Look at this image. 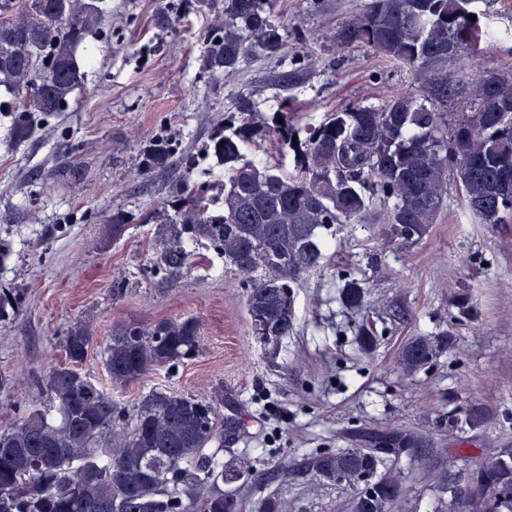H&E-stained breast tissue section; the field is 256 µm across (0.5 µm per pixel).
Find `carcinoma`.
<instances>
[{
	"label": "carcinoma",
	"instance_id": "carcinoma-1",
	"mask_svg": "<svg viewBox=\"0 0 512 512\" xmlns=\"http://www.w3.org/2000/svg\"><path fill=\"white\" fill-rule=\"evenodd\" d=\"M483 2L370 0L338 27L336 43L373 50L407 68L413 82L381 106L350 102L317 124L282 104L255 121L254 102L240 99L201 149L224 166V181L191 180L194 155L169 138L153 141L142 171L166 173L176 183L171 208L151 217L152 268L175 285L189 264V244L209 243L225 266L253 275L247 295L253 335L285 337L294 327V317L285 315L295 312L294 289L324 267L325 233L338 224L358 223L378 205L388 240L411 246L436 223L450 189L471 223L512 224V187L495 192L501 174L512 179V112L492 106L495 95L512 94V73L468 71L470 58L495 47L481 42ZM267 4L224 0V24L204 34L203 68L211 78L234 74L250 52L283 48L284 26ZM11 9V0H0V87L19 95L22 105L3 100L0 112L64 111L85 81L76 48L103 20L104 0H24L20 13ZM450 44L457 47L453 56ZM266 141L273 143L272 158L244 159L245 146ZM285 159L293 168L288 174L281 169ZM136 221L124 209L107 213L103 241ZM340 300L364 310L361 283L347 281ZM357 336L363 349L372 348L369 318H362ZM96 343L91 323L70 326L65 364L48 375L45 400L0 432V512H241L231 485L244 477V465L219 466L206 452L211 442L224 445L222 400L154 389L140 397L131 433H118L120 410L79 369ZM199 343L193 318H166L149 328L120 321L103 348L104 364L112 385L123 387L177 366ZM439 351V341L415 338L403 346L399 364L411 374ZM361 442L317 453L306 468L320 480L356 487L350 512H392L407 488L400 478L377 473L383 453L376 445L397 456L418 438L390 429ZM467 486L469 494L453 498L448 512H512V448H495L472 464Z\"/></svg>",
	"mask_w": 512,
	"mask_h": 512
}]
</instances>
